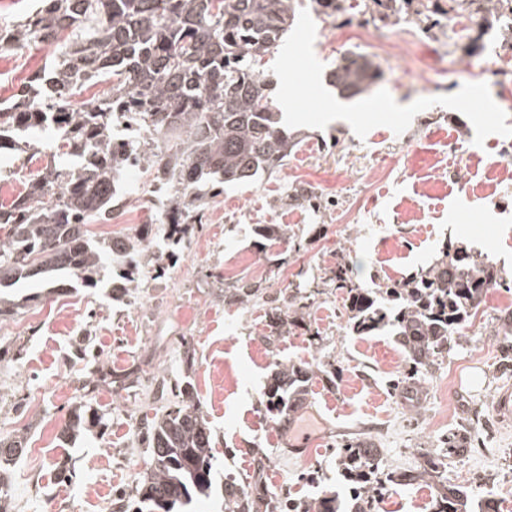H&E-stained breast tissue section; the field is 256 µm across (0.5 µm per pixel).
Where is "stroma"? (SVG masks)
Masks as SVG:
<instances>
[{
  "mask_svg": "<svg viewBox=\"0 0 512 512\" xmlns=\"http://www.w3.org/2000/svg\"><path fill=\"white\" fill-rule=\"evenodd\" d=\"M451 28L448 0L387 19L372 0H344L330 18L305 9L265 64L288 131L302 138L281 170L225 188L178 246L155 225L158 260L140 264L128 300L42 280L11 288L20 304L0 319V437L27 435V452L13 468L12 512H111L114 498L135 497L144 475L131 462L148 455L136 424L174 403L172 385L186 380L215 448L212 492L194 512H222L229 473L257 497L349 498L340 452L357 440L380 450L383 489L374 512H431L428 484L399 488L388 478L437 457L446 458L450 483L512 512V418L493 410L499 393L512 389L496 334L512 288L491 289L475 323L418 372L388 332L353 333L345 293L327 283L342 261L362 288L406 281L457 241L512 271V175L495 166L512 156V49L487 35L483 49L468 53ZM346 52L368 56L382 71L352 99L326 80ZM55 55L41 44L0 54V99ZM28 138L40 148L36 159L0 155V201L23 192L25 170L63 162L56 130ZM296 187L313 192V201L289 204ZM148 215L126 202L89 230L107 240L141 230ZM262 224L286 233L261 237ZM242 278L266 279L287 297L305 283L316 302L302 327L271 342L263 302L224 296ZM81 334L90 335L100 367H134L139 379L127 390L100 385L90 404L103 424L66 443L61 427L88 374L70 350ZM315 359L334 364V382L317 377L304 410L282 423L263 405L272 364ZM457 432L465 440L451 455L446 439ZM63 464L66 482L57 477Z\"/></svg>",
  "mask_w": 512,
  "mask_h": 512,
  "instance_id": "1",
  "label": "stroma"
}]
</instances>
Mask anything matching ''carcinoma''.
<instances>
[{
	"instance_id": "carcinoma-1",
	"label": "carcinoma",
	"mask_w": 512,
	"mask_h": 512,
	"mask_svg": "<svg viewBox=\"0 0 512 512\" xmlns=\"http://www.w3.org/2000/svg\"><path fill=\"white\" fill-rule=\"evenodd\" d=\"M414 0H373L388 18ZM450 10L468 21L478 42L496 30L512 46V16L504 13L512 0H450ZM319 15L343 10V0H312ZM304 0H112V12L101 0H38L34 12L10 30L13 47L40 42L58 47L45 75L36 74L14 99L0 107V128L21 132L54 124L58 149L76 157L80 167L48 164L30 180L24 194L0 203V288L19 279H39L66 271L83 286L95 287L104 261L117 255L93 239L88 225L107 221L119 206L115 187L122 164L103 147L116 114L149 130L153 142L137 157L153 179L178 174L166 210V223L186 235L211 197L224 185H246L260 173H273L288 160L295 137L279 126V111L270 95V74L262 61L273 54L293 25ZM112 80L113 100L72 104L78 89L97 79ZM381 79L369 57L347 52L329 73V83L343 98L367 91ZM39 100L42 111L30 105ZM333 287L347 294L349 325L356 334L392 329L397 344L413 367L426 368L448 348L461 328L472 323L490 288L511 285L512 277L487 258L462 244H448L418 276L385 288H357L349 268L338 266ZM231 297L243 304L260 300L264 281L239 280ZM294 317L284 321L281 298L270 300L271 335L282 327L297 328ZM319 364L277 362L265 392L266 411L287 417L305 400ZM185 399L161 415L144 417L138 425L150 448L144 486L134 499L115 502L117 512H183L211 486L212 433L191 385ZM21 436L0 438V512L12 496L11 467L26 451ZM377 449L366 442L343 449V471L353 484L349 510L336 495L316 505L299 504L291 512H373L381 487L377 481ZM445 462L429 461L422 471L399 473L389 481L410 487L435 478L434 512H473L468 492L440 479ZM224 512H259L255 499L228 474Z\"/></svg>"
}]
</instances>
